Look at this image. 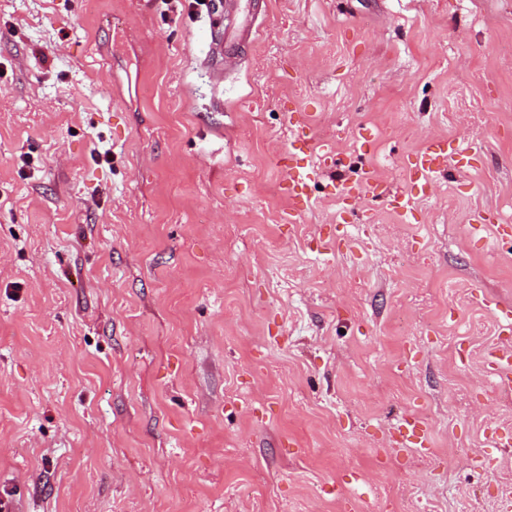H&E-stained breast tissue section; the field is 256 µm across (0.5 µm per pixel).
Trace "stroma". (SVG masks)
I'll list each match as a JSON object with an SVG mask.
<instances>
[{
  "label": "stroma",
  "mask_w": 512,
  "mask_h": 512,
  "mask_svg": "<svg viewBox=\"0 0 512 512\" xmlns=\"http://www.w3.org/2000/svg\"><path fill=\"white\" fill-rule=\"evenodd\" d=\"M300 114L335 165L292 221ZM448 139L474 169L411 188ZM498 224L512 0H0L12 512H501ZM279 164L287 175L284 189L288 193V196L300 198L310 179V165L304 163V159H300L298 155L291 150L280 158ZM485 371L493 378L498 388L507 393L512 391L511 355L501 348L492 350L484 362Z\"/></svg>",
  "instance_id": "35a3bbf8"
}]
</instances>
